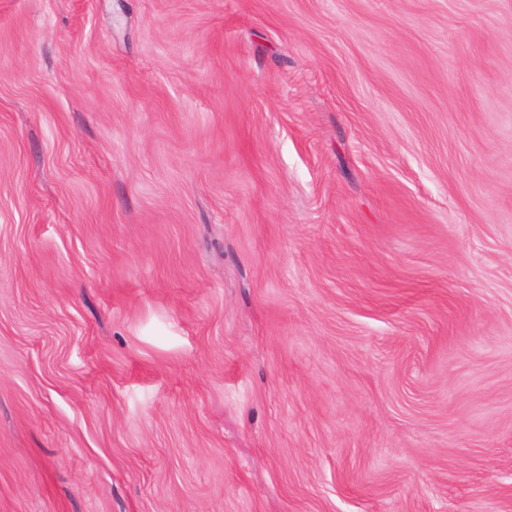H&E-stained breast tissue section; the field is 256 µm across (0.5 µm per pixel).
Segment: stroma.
<instances>
[{
	"label": "stroma",
	"instance_id": "obj_1",
	"mask_svg": "<svg viewBox=\"0 0 512 512\" xmlns=\"http://www.w3.org/2000/svg\"><path fill=\"white\" fill-rule=\"evenodd\" d=\"M0 512H512V0H0Z\"/></svg>",
	"mask_w": 512,
	"mask_h": 512
}]
</instances>
